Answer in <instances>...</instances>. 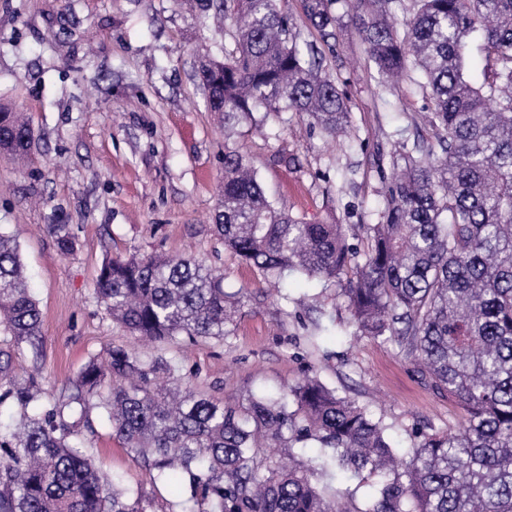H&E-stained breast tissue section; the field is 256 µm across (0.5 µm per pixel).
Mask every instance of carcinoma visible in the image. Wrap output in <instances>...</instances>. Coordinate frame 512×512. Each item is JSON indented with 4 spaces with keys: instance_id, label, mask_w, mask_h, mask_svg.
<instances>
[{
    "instance_id": "obj_1",
    "label": "carcinoma",
    "mask_w": 512,
    "mask_h": 512,
    "mask_svg": "<svg viewBox=\"0 0 512 512\" xmlns=\"http://www.w3.org/2000/svg\"><path fill=\"white\" fill-rule=\"evenodd\" d=\"M335 0H301L321 40L336 39ZM355 0L367 61L382 78L430 91L431 131L398 144L399 170L376 224H311L270 202L254 165L224 154L213 223L224 246L280 288L298 272L346 278L353 334L395 342L432 389L454 398L465 423L414 432L407 457L392 425L315 377L252 394L237 406L194 390L163 353L122 345L91 359L68 402L42 395L38 373L17 378L12 348L38 353L41 312L16 238L0 231V512H147L142 488L104 475L64 423L68 408L107 418L153 481L178 476L173 512H346L319 487L341 475L364 488L358 512H512V0ZM233 24L224 59L203 55L197 79L224 126L254 113L301 112L328 138L350 123L346 98L314 45L275 0H196ZM407 14L400 32L391 18ZM33 134L0 104V153L25 160ZM61 253L74 236L53 227ZM203 262L112 256L95 284L112 321L148 341L224 338L234 296ZM314 449L291 467L281 448Z\"/></svg>"
}]
</instances>
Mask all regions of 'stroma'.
Returning a JSON list of instances; mask_svg holds the SVG:
<instances>
[{
  "label": "stroma",
  "instance_id": "1",
  "mask_svg": "<svg viewBox=\"0 0 512 512\" xmlns=\"http://www.w3.org/2000/svg\"><path fill=\"white\" fill-rule=\"evenodd\" d=\"M332 10L340 35L327 61L353 127L336 142L299 112H259L255 123L225 129L196 77L198 50L223 44L224 34L180 0H0V104L23 112L35 135L25 163L0 157V228L19 241L42 316V352L14 349L17 373L40 368L51 396L63 398L104 347L137 348L96 298L102 262L183 255L223 272L238 301L224 339L161 348L197 391L242 402L314 375L392 424L405 450L409 430L460 425L455 400L421 380L394 343L351 335L343 281L292 273L274 297L213 229L232 150L296 218L377 223L395 143L417 136L413 119L432 104L410 83L383 85L369 69L353 0ZM55 224L74 236L71 254L59 251ZM78 436L104 472L143 488L152 512L180 500L181 485L151 484L100 418Z\"/></svg>",
  "mask_w": 512,
  "mask_h": 512
}]
</instances>
